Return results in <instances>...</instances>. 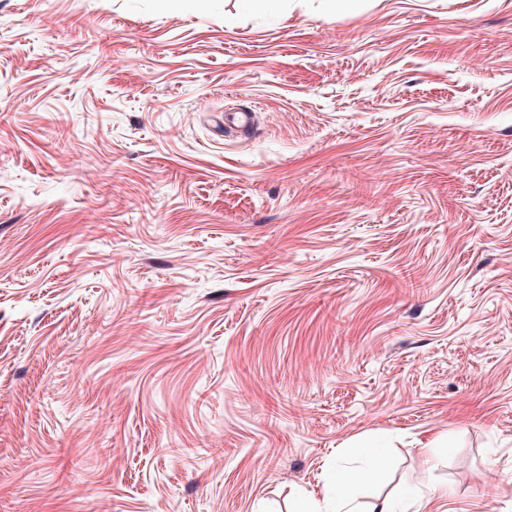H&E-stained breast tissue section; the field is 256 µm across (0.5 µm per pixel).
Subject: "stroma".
Here are the masks:
<instances>
[{"label":"stroma","instance_id":"35a3bbf8","mask_svg":"<svg viewBox=\"0 0 512 512\" xmlns=\"http://www.w3.org/2000/svg\"><path fill=\"white\" fill-rule=\"evenodd\" d=\"M378 432L363 505L512 512V0H0V512H295Z\"/></svg>","mask_w":512,"mask_h":512}]
</instances>
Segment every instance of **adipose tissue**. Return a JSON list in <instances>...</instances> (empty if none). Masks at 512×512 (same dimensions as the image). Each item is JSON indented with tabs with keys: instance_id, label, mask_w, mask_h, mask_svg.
Here are the masks:
<instances>
[{
	"instance_id": "adipose-tissue-1",
	"label": "adipose tissue",
	"mask_w": 512,
	"mask_h": 512,
	"mask_svg": "<svg viewBox=\"0 0 512 512\" xmlns=\"http://www.w3.org/2000/svg\"><path fill=\"white\" fill-rule=\"evenodd\" d=\"M386 446L385 435L379 434L366 442L357 443L355 454L362 459L359 467L328 468L323 481L326 497L313 504H302L299 512H366L358 503L354 492L369 483L378 472L380 455Z\"/></svg>"
}]
</instances>
